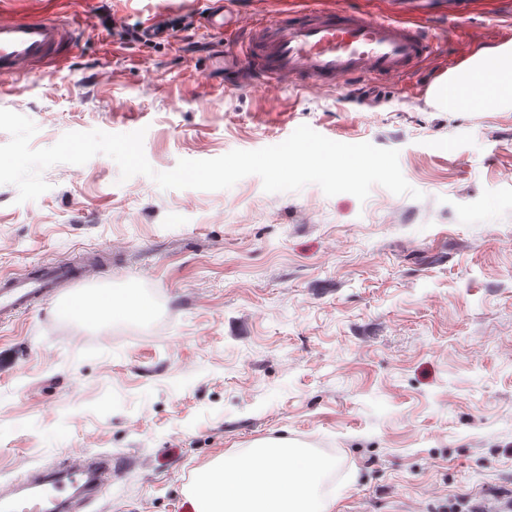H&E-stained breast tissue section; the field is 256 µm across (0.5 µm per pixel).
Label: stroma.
Returning a JSON list of instances; mask_svg holds the SVG:
<instances>
[{
    "label": "stroma",
    "instance_id": "35a3bbf8",
    "mask_svg": "<svg viewBox=\"0 0 512 512\" xmlns=\"http://www.w3.org/2000/svg\"><path fill=\"white\" fill-rule=\"evenodd\" d=\"M349 2L432 23L442 54L405 82L241 88L208 31L210 0H59L85 21L65 65L0 80V108L35 123V148L142 128L163 172L305 124L398 150L423 194L268 193L255 175L163 190L121 180L103 154L44 170L34 201L0 185V275L104 248L94 288L147 306L88 323L38 301L0 323V488L109 454L122 474L85 512H192L200 469L281 442L332 460L331 512L512 495V108L450 112L424 92L441 64L512 46V0H470L453 22L448 0ZM112 13L189 21L199 48L126 46Z\"/></svg>",
    "mask_w": 512,
    "mask_h": 512
}]
</instances>
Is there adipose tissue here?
Wrapping results in <instances>:
<instances>
[{"mask_svg": "<svg viewBox=\"0 0 512 512\" xmlns=\"http://www.w3.org/2000/svg\"><path fill=\"white\" fill-rule=\"evenodd\" d=\"M461 78L491 88L496 107L511 105L512 49L479 52ZM331 466L304 449L266 444L199 470L191 504L194 512H328L319 486Z\"/></svg>", "mask_w": 512, "mask_h": 512, "instance_id": "adipose-tissue-1", "label": "adipose tissue"}]
</instances>
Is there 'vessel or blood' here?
Returning <instances> with one entry per match:
<instances>
[{
	"mask_svg": "<svg viewBox=\"0 0 512 512\" xmlns=\"http://www.w3.org/2000/svg\"><path fill=\"white\" fill-rule=\"evenodd\" d=\"M208 23L220 31L234 27L236 61L255 87L273 84L322 91L353 79L405 80L418 64L439 54L434 36L418 23L387 14L372 16L340 5L339 0L327 7L306 5L285 17L257 18L238 9L227 15L216 10ZM76 38V28L58 16L22 17L11 0H0V78L51 77L67 60ZM445 97L477 109L488 102L490 94L451 79ZM99 257L94 251L77 265L41 264L20 276L0 277V320L14 317L34 301L54 300L64 288L71 291L66 314L82 317L87 294L75 289L74 283L95 278ZM120 473V465L111 456L76 454L66 470L67 483H52L45 471L32 467L26 472L25 484L50 487L58 502L67 484L85 479L95 498Z\"/></svg>",
	"mask_w": 512,
	"mask_h": 512,
	"instance_id": "obj_1",
	"label": "vessel or blood"
}]
</instances>
